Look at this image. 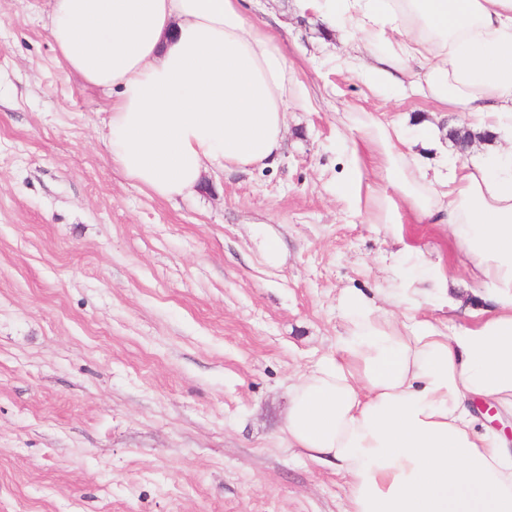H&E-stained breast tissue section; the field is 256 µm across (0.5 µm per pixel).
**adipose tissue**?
Masks as SVG:
<instances>
[{
	"instance_id": "ef3b65f1",
	"label": "adipose tissue",
	"mask_w": 512,
	"mask_h": 512,
	"mask_svg": "<svg viewBox=\"0 0 512 512\" xmlns=\"http://www.w3.org/2000/svg\"><path fill=\"white\" fill-rule=\"evenodd\" d=\"M332 28L358 32L345 59L379 86L418 91L512 137V0H299ZM60 63L115 91L103 139L113 162L154 195L193 194L205 175L279 155L300 103L276 38L240 0H52ZM386 179L455 238L476 288L494 301L476 323L419 320L443 280L392 275L383 305L343 292L344 335L290 387L289 447L331 465L347 512H512V443L475 428L471 398L512 416V150L424 160L417 139L370 123ZM414 165L428 189L404 178ZM402 308V316L389 306Z\"/></svg>"
}]
</instances>
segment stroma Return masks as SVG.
<instances>
[{"instance_id": "1", "label": "stroma", "mask_w": 512, "mask_h": 512, "mask_svg": "<svg viewBox=\"0 0 512 512\" xmlns=\"http://www.w3.org/2000/svg\"><path fill=\"white\" fill-rule=\"evenodd\" d=\"M48 9L0 0V512H346L344 479L283 434L290 383L344 333L341 293L376 298L404 243L458 323L487 304L357 129L433 125L459 163L507 141L460 151L465 113L340 65L349 34L294 0H247L308 102L274 165L169 201L113 163L112 99L60 64Z\"/></svg>"}]
</instances>
